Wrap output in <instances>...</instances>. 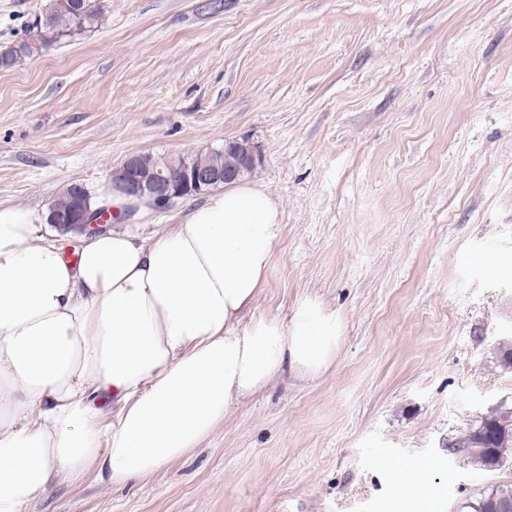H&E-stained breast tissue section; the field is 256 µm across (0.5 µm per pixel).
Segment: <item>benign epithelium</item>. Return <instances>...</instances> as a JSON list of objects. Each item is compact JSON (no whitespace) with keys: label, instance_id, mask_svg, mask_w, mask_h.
<instances>
[{"label":"benign epithelium","instance_id":"obj_1","mask_svg":"<svg viewBox=\"0 0 512 512\" xmlns=\"http://www.w3.org/2000/svg\"><path fill=\"white\" fill-rule=\"evenodd\" d=\"M224 153L227 160L222 168H213L198 161L189 163L183 156H173L158 159V169L143 166L139 155L130 154L114 172L109 190L128 196H148L157 207L163 208L180 197L231 182L254 170L262 159L258 147L247 139L224 142ZM177 166L183 172L180 180L173 181L163 173V168ZM98 214L100 213L97 210L85 209L78 217L68 221L58 217L56 211H50L51 222L59 229L89 236L104 230L106 218L112 214V210L105 208L101 218Z\"/></svg>","mask_w":512,"mask_h":512}]
</instances>
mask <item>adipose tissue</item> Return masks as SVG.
I'll list each match as a JSON object with an SVG mask.
<instances>
[{
	"mask_svg": "<svg viewBox=\"0 0 512 512\" xmlns=\"http://www.w3.org/2000/svg\"><path fill=\"white\" fill-rule=\"evenodd\" d=\"M47 222L0 205V512L89 473L146 477L284 367L316 376L336 355L341 320L318 301L242 321L280 228L261 186L228 184L178 224L83 235L73 251Z\"/></svg>",
	"mask_w": 512,
	"mask_h": 512,
	"instance_id": "obj_1",
	"label": "adipose tissue"
}]
</instances>
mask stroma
<instances>
[{"instance_id":"obj_1","label":"stroma","mask_w":512,"mask_h":512,"mask_svg":"<svg viewBox=\"0 0 512 512\" xmlns=\"http://www.w3.org/2000/svg\"><path fill=\"white\" fill-rule=\"evenodd\" d=\"M47 0H0V50ZM103 0L0 67V203L104 196L126 155L249 139L280 232L250 321L343 323L152 477L58 484L31 512H468L512 484L448 443L512 407V0ZM410 476L394 478V466Z\"/></svg>"}]
</instances>
